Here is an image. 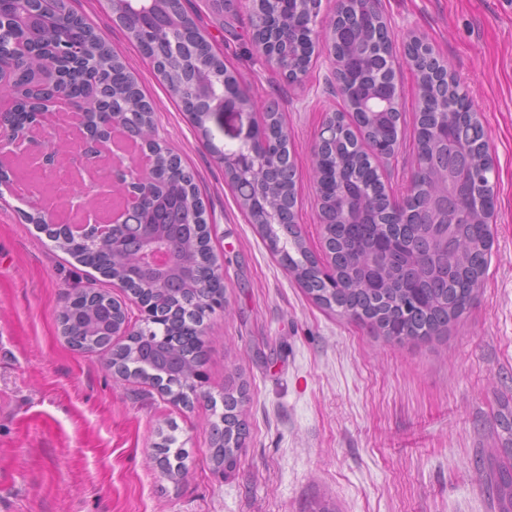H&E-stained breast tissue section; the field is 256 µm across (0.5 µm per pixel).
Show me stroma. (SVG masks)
Masks as SVG:
<instances>
[{
	"label": "stroma",
	"mask_w": 512,
	"mask_h": 512,
	"mask_svg": "<svg viewBox=\"0 0 512 512\" xmlns=\"http://www.w3.org/2000/svg\"><path fill=\"white\" fill-rule=\"evenodd\" d=\"M74 9L120 53L155 105L162 143L195 174L224 274V307L204 319L203 393L172 402L151 384L113 375L109 352L86 354L62 336L59 313L80 290L131 295L82 266L25 221L30 200L71 220L98 206L112 164L86 162L75 131L47 130L29 152L60 145V167L94 177L59 180L0 157V512H495L483 460L512 446V0H378L396 56L411 37L450 66L488 132L496 207L479 299L445 338L400 344L317 305L269 252L224 181L234 145L215 120L202 137L113 22L106 0ZM256 111L277 104L297 169L298 223L322 255L312 152L326 115L341 111L330 57L284 80L250 41V0H232L215 25L213 0H191ZM405 128L377 165L402 197L415 167V73L397 74ZM245 389L248 434L237 467L217 473L213 402ZM175 437L183 469L161 473L157 448Z\"/></svg>",
	"instance_id": "obj_1"
}]
</instances>
